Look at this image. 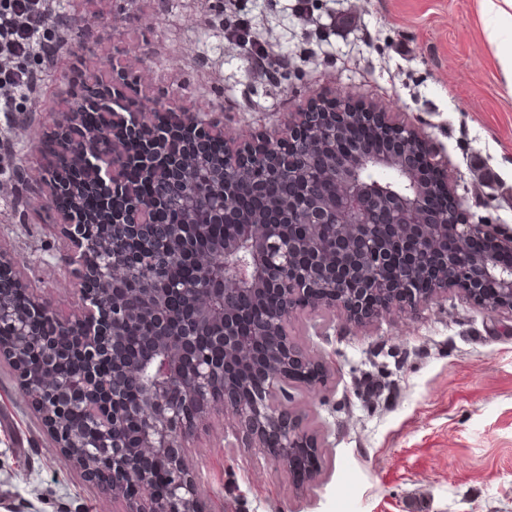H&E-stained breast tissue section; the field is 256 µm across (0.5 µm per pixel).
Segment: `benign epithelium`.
Segmentation results:
<instances>
[{
    "instance_id": "1",
    "label": "benign epithelium",
    "mask_w": 512,
    "mask_h": 512,
    "mask_svg": "<svg viewBox=\"0 0 512 512\" xmlns=\"http://www.w3.org/2000/svg\"><path fill=\"white\" fill-rule=\"evenodd\" d=\"M178 122L214 136L221 153L209 159L219 174L211 193L225 198L223 227L209 236L199 224L155 223L154 201L133 187L112 203L101 223H77L58 206L64 194L97 195L104 177L124 180L128 129L119 118L105 129L83 113L65 115L54 139L67 168L84 172L78 186L42 169L30 190L16 171L23 203L33 192L45 216L61 215L67 240L58 263L73 268V313L21 280L0 252V359L17 372L57 448L126 512H204V492L188 462L199 424L214 413L232 417L236 448L266 453L299 484L318 468L297 466L317 437L305 423L299 395L328 383L323 359L288 331L300 312L343 311L364 327L398 312L416 313L461 293L489 313L512 315V228L475 224L448 182L428 138L380 110L349 97H319L288 114L275 134L240 143L224 136L213 112H179ZM147 140L146 176L167 180L181 160H157L174 127L162 112L133 114ZM109 154L103 169L94 154ZM389 172L396 182L370 183ZM333 234L322 240L323 225ZM138 267L188 264L185 279L163 274L140 287ZM493 283V290L487 284ZM142 303L133 307L131 296ZM142 353L124 351L130 334ZM223 356L217 357L213 350ZM79 381L82 419L72 418L71 383ZM164 465L165 493L153 470Z\"/></svg>"
}]
</instances>
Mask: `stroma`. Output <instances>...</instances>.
<instances>
[{
    "instance_id": "obj_1",
    "label": "stroma",
    "mask_w": 512,
    "mask_h": 512,
    "mask_svg": "<svg viewBox=\"0 0 512 512\" xmlns=\"http://www.w3.org/2000/svg\"><path fill=\"white\" fill-rule=\"evenodd\" d=\"M67 0L97 25L129 74L148 72L229 132H273L285 113L341 93L399 114L430 136L471 221L512 226V97L475 0ZM260 31L284 58L271 73L224 37ZM0 161V248L69 312L75 279L49 255L57 226L19 212ZM293 335L331 378L301 401L319 436L314 483L300 489L262 455L232 447L233 420L196 433L206 512H512V317L460 296L418 318L363 328L307 312ZM55 447L15 373L0 364V512H124Z\"/></svg>"
}]
</instances>
